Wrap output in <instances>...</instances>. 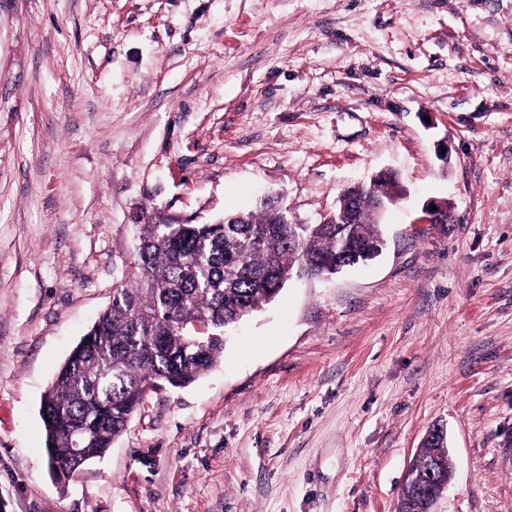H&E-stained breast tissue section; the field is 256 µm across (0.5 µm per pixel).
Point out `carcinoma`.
Masks as SVG:
<instances>
[{
  "label": "carcinoma",
  "instance_id": "carcinoma-1",
  "mask_svg": "<svg viewBox=\"0 0 512 512\" xmlns=\"http://www.w3.org/2000/svg\"><path fill=\"white\" fill-rule=\"evenodd\" d=\"M393 175L357 194L368 209L379 196H399ZM138 246L112 302L60 366L42 404L49 464L104 455L126 429L147 392L183 388L224 355V331L273 302L294 271L309 261L348 258L325 224H280L275 204L226 213L210 224H186L151 212L136 225ZM362 245L379 242L376 224L357 225ZM199 317L197 336L187 321ZM415 479L401 493L404 512H426L430 491L452 472L448 448L434 441L415 458Z\"/></svg>",
  "mask_w": 512,
  "mask_h": 512
}]
</instances>
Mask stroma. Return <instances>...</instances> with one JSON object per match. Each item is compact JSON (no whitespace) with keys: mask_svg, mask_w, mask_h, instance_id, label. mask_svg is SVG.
<instances>
[{"mask_svg":"<svg viewBox=\"0 0 512 512\" xmlns=\"http://www.w3.org/2000/svg\"><path fill=\"white\" fill-rule=\"evenodd\" d=\"M387 170L380 256L289 280L54 482L41 399L136 216L316 224ZM434 424L436 512H512V0H0V512H393Z\"/></svg>","mask_w":512,"mask_h":512,"instance_id":"1","label":"stroma"}]
</instances>
